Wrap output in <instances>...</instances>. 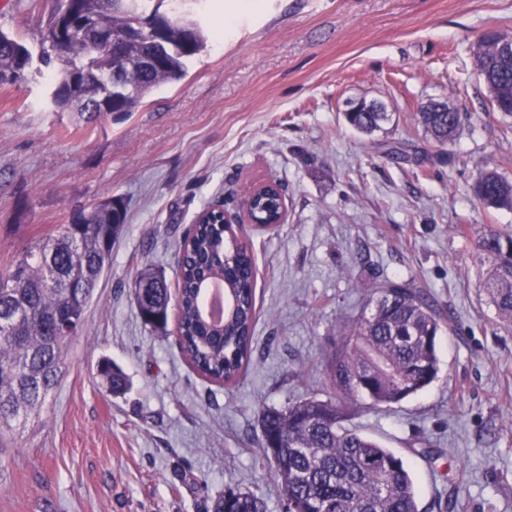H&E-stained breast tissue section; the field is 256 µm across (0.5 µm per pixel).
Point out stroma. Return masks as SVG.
<instances>
[{
    "instance_id": "obj_1",
    "label": "stroma",
    "mask_w": 512,
    "mask_h": 512,
    "mask_svg": "<svg viewBox=\"0 0 512 512\" xmlns=\"http://www.w3.org/2000/svg\"><path fill=\"white\" fill-rule=\"evenodd\" d=\"M235 0H209L208 34L180 82L126 118L60 111L40 60L55 0H0V29L33 60L0 85V271L55 234L73 212L122 196L125 227L81 335L39 415L0 429V512H202L226 488L280 512L259 448L260 405L332 398L325 362L371 287L411 281L451 311L439 378L388 410L347 424L400 455L419 512H512V333L479 289L484 267L458 224L512 229L485 209L477 174L512 179V116L486 113L473 51L482 33L512 37V0H257L218 32ZM385 103L373 134L344 121L347 100ZM460 114L431 172L389 155L426 146L429 100ZM283 192L285 221L245 226L256 268L257 321L246 373L230 386L202 378L174 331L154 332L135 304L139 273L175 285V254L204 208L237 212L255 184ZM110 358L129 380L106 393ZM439 454L416 455L423 442Z\"/></svg>"
}]
</instances>
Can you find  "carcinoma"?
I'll list each match as a JSON object with an SVG mask.
<instances>
[{
    "label": "carcinoma",
    "mask_w": 512,
    "mask_h": 512,
    "mask_svg": "<svg viewBox=\"0 0 512 512\" xmlns=\"http://www.w3.org/2000/svg\"><path fill=\"white\" fill-rule=\"evenodd\" d=\"M130 0H59L45 42L69 23L67 12L79 6L81 27L64 49L51 47L42 61L61 64L51 93L55 107L77 112H134L163 84L181 81L187 62L206 46L203 28L183 15L168 19L163 42L146 30L151 19L167 14V0H147L154 7L142 14ZM106 18L121 55L129 62L117 75L122 90L112 92L106 80L112 49L97 43L99 19ZM474 53L479 79L490 95V111L512 114V57L497 51L495 36L486 32ZM29 50L0 30V85L22 79ZM447 103L432 100L420 112L430 143L442 148L454 136L459 113L439 111ZM346 122L362 133L382 129L389 112L360 107L344 113ZM473 192L492 209L512 211V180L495 169L478 173ZM281 205L274 194L256 198L252 219L275 222ZM126 221L119 197L83 209L45 243L25 249L0 273V318L19 313L15 324H0V423L28 418L41 408L58 383L65 341L78 335L98 280L112 255L114 239ZM476 246L487 269L481 287L500 323L512 327V234L490 229ZM176 262V331L181 350L204 378L224 385L237 383L248 366L257 318L254 285L256 263L249 244L239 240L231 225L214 213L183 237ZM208 277L223 282L230 306L223 322L205 318L199 285ZM83 281L85 295L67 293V282ZM145 325L164 331L169 321L170 288L154 272L141 274L133 289ZM362 315L339 333L326 364V382L349 400L308 398L283 406L259 407L262 459L275 471L284 512H419L417 491L401 457L378 442L347 427L353 406L389 408L424 391L440 370L437 345L443 328L453 330V318L443 319L425 289L411 282H388L371 291ZM107 392L122 395L128 387L124 372L108 358L98 364ZM212 512H266L265 501L229 488L211 505Z\"/></svg>",
    "instance_id": "obj_1"
}]
</instances>
